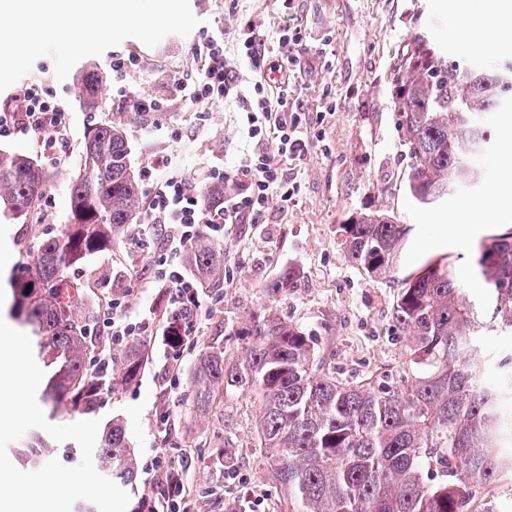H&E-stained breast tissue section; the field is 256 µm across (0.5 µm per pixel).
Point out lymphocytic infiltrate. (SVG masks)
<instances>
[{
    "label": "lymphocytic infiltrate",
    "mask_w": 512,
    "mask_h": 512,
    "mask_svg": "<svg viewBox=\"0 0 512 512\" xmlns=\"http://www.w3.org/2000/svg\"><path fill=\"white\" fill-rule=\"evenodd\" d=\"M240 57L255 82L250 90L251 103L247 112L248 135L262 138L268 129H276L275 142L269 151L246 157L237 170L225 173L224 181L232 187L224 195L223 212H206L200 203L196 186L186 178L159 174L149 199L152 221L168 227L167 241L172 256H179L190 244L199 225L221 227L237 224L243 218H258L269 198L281 203L291 201L295 187L288 180L284 161L300 158L307 149L301 132L300 115H288V98L295 94L292 69L277 65L261 39L256 22L246 19L236 30ZM277 78L281 91L269 97L264 83ZM240 84L224 52L223 32L213 33L207 51L200 58L195 78L182 83L184 97L194 100H225L238 95ZM18 110L0 113V135H21L35 139L44 149L62 147L69 133L68 115L55 103L52 93L40 86L22 88L15 96Z\"/></svg>",
    "instance_id": "obj_1"
}]
</instances>
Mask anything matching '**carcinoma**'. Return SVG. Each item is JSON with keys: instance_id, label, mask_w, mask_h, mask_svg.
<instances>
[{"instance_id": "1", "label": "carcinoma", "mask_w": 512, "mask_h": 512, "mask_svg": "<svg viewBox=\"0 0 512 512\" xmlns=\"http://www.w3.org/2000/svg\"><path fill=\"white\" fill-rule=\"evenodd\" d=\"M84 108L104 96L95 73L81 76ZM512 63L496 67L452 57L416 35L394 69L392 101L411 160L408 188L430 204L476 188L493 143L494 113L512 109ZM124 124H100L85 140L71 187L68 220L43 238L27 273L10 278L11 315L30 329L36 355L53 369L42 402L54 419L90 415L99 389L136 381L146 365L141 345L126 351L117 373L91 369L94 311L68 271L112 245L140 216L141 193ZM33 159L0 151V213L25 224L49 185ZM224 182L201 192L204 209L224 206ZM348 261L370 279L393 273L405 227L380 212H360L343 225ZM200 280L224 278L223 243L200 228L185 255ZM298 274L285 269L267 285L280 295ZM472 278L488 304L470 299L451 264L429 263L408 279L392 318L408 336L406 360L379 381L353 383L321 369L313 340L264 308L234 335L241 356L224 361L212 346L196 360L189 407L208 414L212 393L239 390L260 402L254 447L282 493L286 512H470L493 481L512 475V377L490 382L482 368L494 356L484 339L512 334V233L479 245ZM36 465L41 435L19 450ZM95 458L126 482L135 465L122 424L105 427Z\"/></svg>"}]
</instances>
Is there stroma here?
<instances>
[{"label":"stroma","mask_w":512,"mask_h":512,"mask_svg":"<svg viewBox=\"0 0 512 512\" xmlns=\"http://www.w3.org/2000/svg\"><path fill=\"white\" fill-rule=\"evenodd\" d=\"M199 25L189 36L171 34L147 47L135 38L100 56L81 59L65 80H57L52 58L38 59L21 85L50 90L69 114L68 155L40 148L31 138L0 136V148L37 159L51 181L29 223H12V271H23L27 249L42 234L60 231L69 211L70 188L79 174L91 126L123 121L130 162L142 196L151 193L146 169L154 160H171L177 173L194 185L220 181L225 167L244 155L269 148L246 133L250 95L229 101L183 98L180 82L195 77L200 53L216 30H223L226 55L236 59L235 31L241 18L260 23L265 41L288 23L303 39L291 49L295 59L304 137L309 146L288 176L296 187L289 206L269 199L259 220L228 224L216 231L224 245V282L199 286L196 330L184 350L164 340L172 305L160 262L169 257L163 226L142 212L144 235L127 232L112 248L71 271L85 296L104 305L120 300L122 311L141 323L138 339L148 361L137 382L102 391L95 417L100 423L123 422L135 451L138 471L125 490L127 512L138 502L164 503L166 489L143 471L151 453L184 471L188 512H281L276 482L257 463L253 432L260 404L245 390L217 395L212 411L191 416V370L201 351L223 346L235 361L239 344L233 332L250 312L273 308L283 320L310 333L325 370L357 381L378 376L403 360L406 336L392 318L402 281L425 263L441 258L465 275L485 236L512 228V216L486 211L488 197L503 182L512 112L497 113L494 147L485 176L469 196L451 195L418 203L407 189L410 160L398 115L392 106L391 71L408 39L424 34L443 51L459 54L458 40L476 13L477 0H189ZM132 59L125 74L113 73L112 61ZM87 70L101 72L105 97L93 111L79 102L77 80ZM153 111L134 109L135 100ZM475 216L459 236L443 245L425 246L438 232L449 208ZM381 211L407 225L396 269L383 279L358 273L344 252L342 227L360 212ZM299 279L287 293L268 297L264 287L286 268Z\"/></svg>","instance_id":"stroma-1"}]
</instances>
